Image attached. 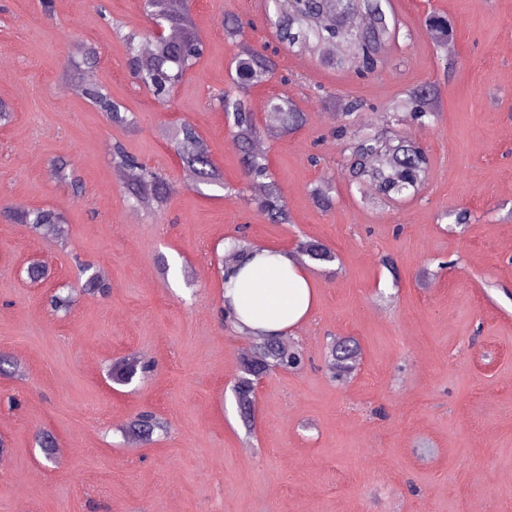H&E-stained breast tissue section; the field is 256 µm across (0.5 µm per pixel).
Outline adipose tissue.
Listing matches in <instances>:
<instances>
[{
	"label": "adipose tissue",
	"mask_w": 512,
	"mask_h": 512,
	"mask_svg": "<svg viewBox=\"0 0 512 512\" xmlns=\"http://www.w3.org/2000/svg\"><path fill=\"white\" fill-rule=\"evenodd\" d=\"M226 276L224 299L250 329L284 334L312 310L314 284L288 250L263 248L241 271Z\"/></svg>",
	"instance_id": "1"
}]
</instances>
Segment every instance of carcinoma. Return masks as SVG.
I'll use <instances>...</instances> for the list:
<instances>
[{"mask_svg": "<svg viewBox=\"0 0 512 512\" xmlns=\"http://www.w3.org/2000/svg\"><path fill=\"white\" fill-rule=\"evenodd\" d=\"M189 0H144L142 10L149 23H158L166 29L167 38L154 44L153 52L145 55L141 42L150 40V31L130 32L125 37L128 66L135 81L158 100L167 99V89L179 82L192 70L202 57L196 48L200 43L188 5ZM273 5L269 17L276 39L294 50L305 51L311 47L325 48L342 42L347 51L339 55L324 56V65L337 71L353 70L363 77L376 75L388 64V47L399 40L403 25L394 11L391 0H268ZM430 32L443 54H448V37L453 27L447 18H429ZM224 35L236 43L237 52L231 62L232 94L221 98L220 104L232 120L233 142L241 156L244 173L253 182L264 184L265 192L256 201L258 210L270 221L288 224L291 217L282 199L278 183L270 176L266 158L254 150V142L266 133L274 138L296 132L305 120L304 113L285 97H272L267 101L265 125L255 120L249 104L251 91L275 78L276 61L245 38L244 23L233 17L224 18ZM77 93L99 105L114 126L127 128L132 125V112L120 100L110 98L90 83L76 86ZM441 106V88L433 83L409 88L396 106L394 117L407 114L419 125H426L435 118ZM363 107L357 99L343 103L342 124L336 136L345 142L347 165L345 176L356 188L367 187L379 198L399 202L415 194L422 187L430 167V157L417 143L395 134H384L367 128L350 131V117ZM177 153L184 168L192 174L193 189L201 191L203 185L224 186L215 165L209 145L195 126L187 120L175 127ZM112 157L122 173L129 197L139 206L164 203L170 193L166 179L125 150L119 142L113 144ZM331 177L311 189L312 200L327 208L332 198L326 189ZM14 223L25 224L43 240L62 241L68 230L63 216L51 208L26 211L3 210ZM254 245L236 240L225 249V254H237L236 264L250 259ZM298 249L307 260L316 265L336 261L335 252L316 239L298 243ZM112 285L104 271L97 269L81 284L80 292L106 297ZM74 290L54 292L47 300L53 312H66L72 305ZM260 360L252 353L240 357V375L233 391L242 421L251 427L254 420L255 390L251 384L257 374L265 375L278 368L284 372L299 369L303 353L288 357V339H276L258 334ZM358 353L357 342L346 339V345L335 346L330 361L337 380L348 378ZM151 366L135 358L122 359L112 365L108 377L116 385H128L139 377L144 378ZM165 428L156 415L144 412L127 427L129 436L149 442L156 431Z\"/></svg>", "mask_w": 512, "mask_h": 512, "instance_id": "1", "label": "carcinoma"}]
</instances>
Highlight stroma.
I'll use <instances>...</instances> for the list:
<instances>
[{
    "label": "stroma",
    "instance_id": "1",
    "mask_svg": "<svg viewBox=\"0 0 512 512\" xmlns=\"http://www.w3.org/2000/svg\"><path fill=\"white\" fill-rule=\"evenodd\" d=\"M392 5L407 37L378 75L283 49L277 79L253 89L255 112L285 96L306 114L296 133L265 140L291 215L272 224L219 104L236 52L223 19L240 16L251 44L271 43L266 0H192L205 52L169 108L129 71L121 33L147 27L141 0H54L49 14L41 0H0V100L12 112L0 126V208L50 207L69 226L64 242H46L0 216V354L19 368L0 376V512H512V0ZM432 13L454 28L449 57L426 29ZM75 63L126 104L133 129L69 90ZM424 82L441 86L438 120L392 124L390 103ZM351 98L363 125L428 151L418 195L376 203L350 188L332 133ZM180 119L207 141L224 187L191 189L169 137ZM116 142L169 179L162 208H131ZM57 159L79 190L53 178ZM327 175L334 204L324 211L310 191ZM458 209L470 224H454ZM240 236L292 252L309 237L337 256L308 264L316 304L289 333L307 365L264 378L250 430L233 385L252 339L219 314L217 257ZM32 262L49 272L42 283L21 274ZM86 264L105 271L110 296L80 293L68 314H51L47 296L84 282ZM345 337L360 355L339 383L327 346ZM130 356L153 371L109 385L108 367ZM142 411L167 434L125 438ZM39 430L65 462L44 461Z\"/></svg>",
    "mask_w": 512,
    "mask_h": 512
}]
</instances>
